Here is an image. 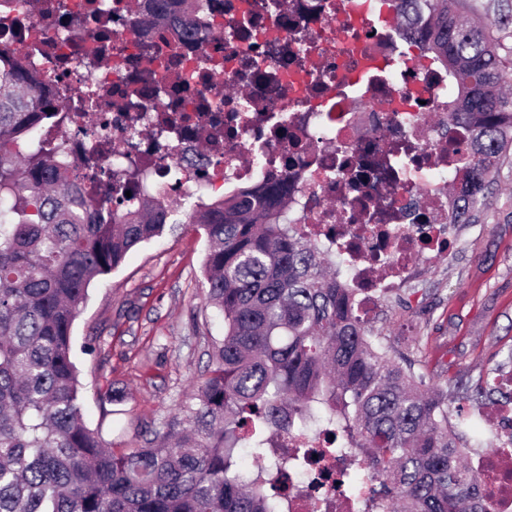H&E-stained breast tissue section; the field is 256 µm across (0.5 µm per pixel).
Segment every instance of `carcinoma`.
I'll return each instance as SVG.
<instances>
[{
  "mask_svg": "<svg viewBox=\"0 0 512 512\" xmlns=\"http://www.w3.org/2000/svg\"><path fill=\"white\" fill-rule=\"evenodd\" d=\"M183 40L202 25L197 0H179ZM462 95L448 125L472 133L474 196L463 223L512 149V62L493 30L464 20V0H393ZM169 0H148L141 22L157 33ZM19 50L0 44V512H283L270 486L288 449L268 447L309 423L347 437L381 512H492L448 428V386L391 353L355 315L328 256L271 219L288 208L281 184L245 192L188 218L206 233V303L224 316L212 366L187 406L140 448L116 453L84 419L72 358L74 321L91 282L160 235L168 208L150 197L121 217L84 191L72 166L31 138L55 126ZM31 140V150L19 142Z\"/></svg>",
  "mask_w": 512,
  "mask_h": 512,
  "instance_id": "cac0c4a2",
  "label": "carcinoma"
}]
</instances>
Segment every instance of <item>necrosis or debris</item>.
Masks as SVG:
<instances>
[{"label": "necrosis or debris", "mask_w": 512, "mask_h": 512, "mask_svg": "<svg viewBox=\"0 0 512 512\" xmlns=\"http://www.w3.org/2000/svg\"><path fill=\"white\" fill-rule=\"evenodd\" d=\"M379 0H201L199 42L166 30L148 53L127 0H42L31 22L0 0V43L18 48L61 122L54 138L84 185L119 212L143 192L162 204L210 192L288 186V221L336 257L360 321L416 284L417 263L447 257L460 221L466 127L448 126V73L390 26ZM457 200H450L449 183ZM494 447L469 455L493 512H512V403L494 406ZM311 455L283 486L288 512H309V476L323 512H361L340 493L346 451L305 430Z\"/></svg>", "instance_id": "4bbe7bcc"}]
</instances>
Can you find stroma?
Instances as JSON below:
<instances>
[{"mask_svg":"<svg viewBox=\"0 0 512 512\" xmlns=\"http://www.w3.org/2000/svg\"><path fill=\"white\" fill-rule=\"evenodd\" d=\"M468 15L495 26L512 59V0H467ZM204 231L175 204L162 236L132 249L98 277L73 326L84 416L114 449L144 444L194 394L209 369L224 318L203 299ZM417 302H386L373 328L432 381L485 382L512 372V156L486 207L463 225L448 257L422 270Z\"/></svg>","mask_w":512,"mask_h":512,"instance_id":"35a3bbf8","label":"stroma"}]
</instances>
